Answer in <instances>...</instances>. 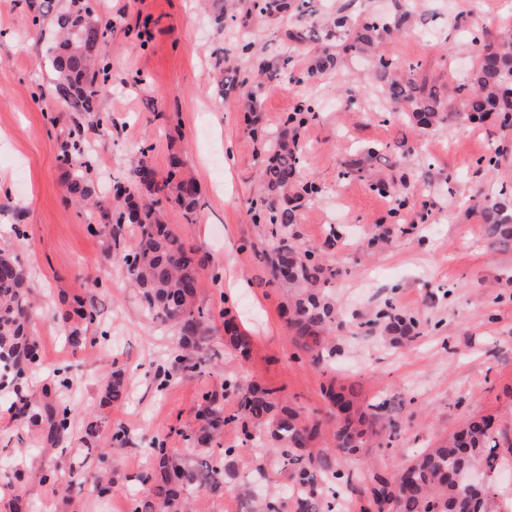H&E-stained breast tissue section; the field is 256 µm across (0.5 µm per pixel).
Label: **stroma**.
<instances>
[{"mask_svg":"<svg viewBox=\"0 0 512 512\" xmlns=\"http://www.w3.org/2000/svg\"><path fill=\"white\" fill-rule=\"evenodd\" d=\"M39 3L0 0V248L28 268L40 303L33 325L40 363L29 371L24 394L52 389L74 415L69 432L50 445L39 426L21 418L13 391H0V478L22 475L0 494H20L27 512H126L127 489L147 464L146 448L161 436L169 447H184V434L197 426L202 393H223L228 379L275 389L285 404L320 419L329 416L321 389L332 382L354 388L365 403L389 399L399 426L393 445L337 457V468L353 474L368 466L393 474L405 453L438 442L469 415L492 416L502 441H512V243L491 246L474 207L497 199L500 187H512V128L496 117L469 121L456 93L474 62L463 22L480 12L488 39H495L512 28V0H312V14L261 22L238 12L220 31L196 0H92L96 15L114 22L97 47L108 66L109 90L98 105L108 119L105 133L92 118L46 104L52 73L45 56L56 30L49 20L33 27ZM341 7L355 16L388 18L408 10L401 31L383 38L380 49L400 62L421 61V76L445 94L451 117L424 132L396 109L373 111L383 98L360 59L301 83L286 76L248 83L267 130H280L301 104L317 107L301 139L304 171L323 195L302 203L296 229L301 246L337 270L328 293L340 318L335 365L314 368L297 353L279 313L287 292L270 283L261 261L268 227L253 222L252 208L264 194L262 148L236 97L218 96L216 80L223 57H238L245 73L276 63L289 32L322 27ZM245 35L254 49L242 59L237 44ZM77 126L89 177L107 202L113 183L130 180L142 148H150L162 174L171 155L184 160L204 206L190 224L166 202L160 219L209 255L199 273V299L216 311H236L251 337L248 358L232 354L222 322H214L213 363L158 389L157 370L177 350V335L145 317L120 258L108 251L104 236L88 229L97 214L79 210L67 191L61 143ZM370 146L386 148L385 157H367ZM491 152L498 153V166L479 168L478 159ZM374 177L406 184L402 217L392 216L388 196L371 189ZM15 224L25 225V237L13 235ZM331 229L337 232L332 244ZM87 295L107 337L74 350L59 315L73 297ZM388 302L417 317L410 337L393 338L376 324ZM62 366L70 379L66 388L56 374ZM115 371L123 375L127 397L108 404L102 387ZM117 425L127 431L121 448L112 445ZM221 443L240 452L223 489L189 490L194 512H224L227 488L244 480L288 484L272 458L257 476L237 427L225 426ZM100 469L112 477V493L95 490ZM45 471L73 483L71 503L42 484Z\"/></svg>","mask_w":512,"mask_h":512,"instance_id":"1","label":"stroma"}]
</instances>
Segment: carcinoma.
<instances>
[{
  "label": "carcinoma",
  "instance_id": "cac0c4a2",
  "mask_svg": "<svg viewBox=\"0 0 512 512\" xmlns=\"http://www.w3.org/2000/svg\"><path fill=\"white\" fill-rule=\"evenodd\" d=\"M306 0H243L248 15L272 18L288 11L301 15ZM91 7L83 0H69L67 7L54 13L59 39L49 49L53 73L52 94L55 100L75 112L97 111L100 96L109 91L99 79L101 66L96 49L100 38L113 27L110 19L89 24L85 17ZM407 15L396 16L388 24L377 16L358 20L345 8L328 16L325 34L316 47L309 46L311 36L296 32L291 39L308 56L305 76L310 78L337 66L341 59L362 56L375 49L382 34L400 29ZM470 42L477 48V62L466 82L457 87L463 94L466 116L472 121L490 114L502 117V124L512 126V34L497 45L486 43L483 28L468 26ZM421 63L399 64L385 55L376 54L370 75L386 98L398 106L406 119L426 131L448 120L445 101L426 80L418 78ZM310 106L302 105L284 121L281 132L264 135L268 160L260 176L264 197L255 207L254 221L271 225V249L265 261L270 279L293 291L282 305V316L294 332L293 341L313 366L331 364L336 347L327 341L336 323V305L327 295L329 281L336 272L325 267L316 253L296 243L297 209L300 201L312 200L321 192L313 179L304 175L299 129L306 121ZM83 154L80 141L68 140L64 158L72 161L68 192L79 203L99 206L95 184L85 171L89 162L78 159ZM167 176L160 179L142 156L128 184L112 185L111 209L99 210L104 222L89 224L91 231L106 229L109 248L123 254L128 277L139 289L140 306L151 319L175 329L177 354L163 376L201 373L210 361L205 354L210 343L214 313L197 303L201 288L199 269L205 259L188 247L161 223L158 204L175 203L186 217L200 208V188L194 177L185 174L183 160L169 158ZM493 246L512 241V205L506 200L475 204ZM135 228L128 239L125 227ZM35 304L29 286L27 268L13 255L0 249V388L19 383L26 369L40 360L39 348L32 331ZM224 319L225 342L242 355L248 354L251 339L239 330L229 312H219ZM384 329L397 338H407L415 327V316L391 306L380 312ZM96 308L89 301L78 300L63 316L66 341L77 349L96 342L89 328L97 323ZM105 399H125L126 386L121 374L114 372L105 383ZM331 406L324 423L310 420L298 409L280 401L277 391L252 383L224 381V396L237 399V409L224 415L223 403L215 394H205L197 411L201 422L193 434L194 447L187 450L169 448L159 441L148 450L151 464L137 476L141 490L131 494L129 512H190L184 492L189 488L215 490L224 485L228 462L239 449L228 447L216 453L208 447L227 422L240 426L241 444L252 447L256 460L272 455L288 471V497L275 489L264 497L253 495L250 487H236L239 496L250 504L248 512H335L336 489L360 488L372 499L379 512H455L464 505L472 512H512V504L499 502L487 485L468 489L455 475L469 468L492 473L512 454V443L503 445L489 416L472 417L431 448L410 455L395 476L379 472L356 476L336 470V454H354L372 445L390 447L397 424L386 418L387 400L362 405L351 389L331 383L323 389ZM74 409L68 404L28 403L29 421L42 426L46 439L58 441L67 430ZM328 446L317 447L320 437Z\"/></svg>",
  "mask_w": 512,
  "mask_h": 512
}]
</instances>
